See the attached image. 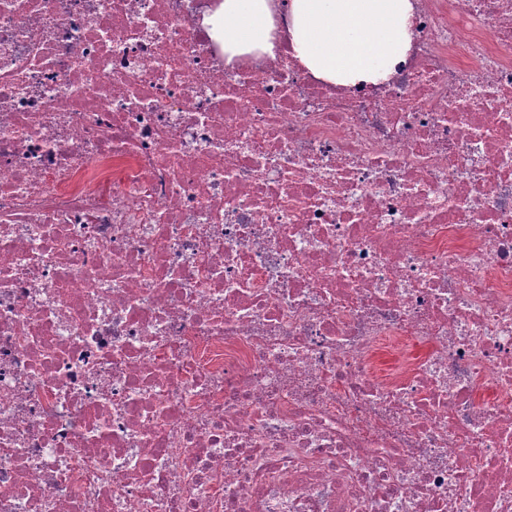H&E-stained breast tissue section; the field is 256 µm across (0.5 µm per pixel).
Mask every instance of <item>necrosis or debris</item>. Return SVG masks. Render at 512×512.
Segmentation results:
<instances>
[{"label": "necrosis or debris", "instance_id": "necrosis-or-debris-1", "mask_svg": "<svg viewBox=\"0 0 512 512\" xmlns=\"http://www.w3.org/2000/svg\"><path fill=\"white\" fill-rule=\"evenodd\" d=\"M221 0H0V512H512V0L332 86ZM210 36L224 45V64L250 54L274 55L279 43L271 0H223L220 7L205 17Z\"/></svg>", "mask_w": 512, "mask_h": 512}]
</instances>
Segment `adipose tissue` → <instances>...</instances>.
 <instances>
[{"instance_id": "adipose-tissue-1", "label": "adipose tissue", "mask_w": 512, "mask_h": 512, "mask_svg": "<svg viewBox=\"0 0 512 512\" xmlns=\"http://www.w3.org/2000/svg\"><path fill=\"white\" fill-rule=\"evenodd\" d=\"M285 7L295 59L334 85L383 81L410 47L412 0H286ZM204 24L228 65L277 44L271 0H223Z\"/></svg>"}]
</instances>
